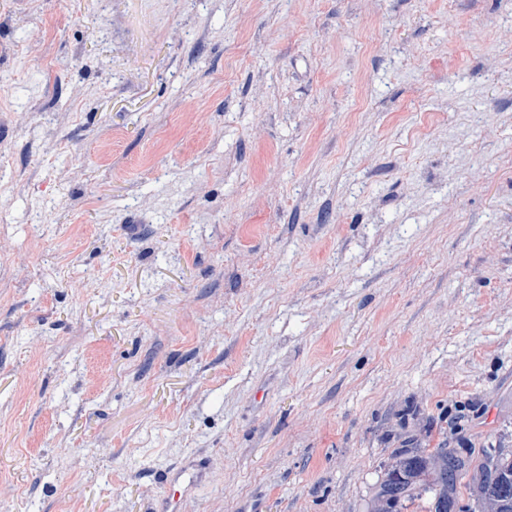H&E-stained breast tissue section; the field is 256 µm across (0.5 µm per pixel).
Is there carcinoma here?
<instances>
[{
	"label": "carcinoma",
	"instance_id": "1",
	"mask_svg": "<svg viewBox=\"0 0 512 512\" xmlns=\"http://www.w3.org/2000/svg\"><path fill=\"white\" fill-rule=\"evenodd\" d=\"M472 475L477 500L495 512H512V451L486 448L479 462L448 448H404L384 469L369 512H401L414 494L428 495L431 512H451L459 480Z\"/></svg>",
	"mask_w": 512,
	"mask_h": 512
}]
</instances>
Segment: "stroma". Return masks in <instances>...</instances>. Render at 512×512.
<instances>
[{
  "label": "stroma",
  "instance_id": "35a3bbf8",
  "mask_svg": "<svg viewBox=\"0 0 512 512\" xmlns=\"http://www.w3.org/2000/svg\"><path fill=\"white\" fill-rule=\"evenodd\" d=\"M512 449V0H0V512H368ZM478 502L493 506L495 512H512V451L486 448L478 464L448 448L433 452L404 448L384 469L369 512H401L403 502L416 491L429 495L431 512H453L459 480L470 472Z\"/></svg>",
  "mask_w": 512,
  "mask_h": 512
}]
</instances>
